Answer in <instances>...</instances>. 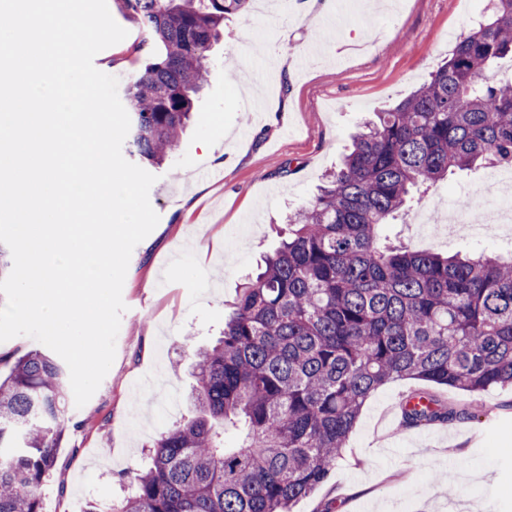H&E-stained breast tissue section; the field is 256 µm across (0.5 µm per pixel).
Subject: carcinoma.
Returning <instances> with one entry per match:
<instances>
[{"instance_id":"carcinoma-1","label":"carcinoma","mask_w":512,"mask_h":512,"mask_svg":"<svg viewBox=\"0 0 512 512\" xmlns=\"http://www.w3.org/2000/svg\"><path fill=\"white\" fill-rule=\"evenodd\" d=\"M249 0H115L151 57L126 88L129 155L162 165L210 76L224 18ZM399 103L374 113L287 236L240 288L222 336L196 352V414L150 444L124 497L82 512H292L325 483L365 402L418 379L472 394L512 387V257L443 256L385 242L414 194L456 170L512 166V0ZM68 373L48 352L0 381V512H42L68 413ZM433 394L403 406L408 427L477 419ZM235 431L241 442L225 445Z\"/></svg>"}]
</instances>
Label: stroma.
I'll return each instance as SVG.
<instances>
[{
  "label": "stroma",
  "mask_w": 512,
  "mask_h": 512,
  "mask_svg": "<svg viewBox=\"0 0 512 512\" xmlns=\"http://www.w3.org/2000/svg\"><path fill=\"white\" fill-rule=\"evenodd\" d=\"M312 16L282 0H251L224 20L208 84L169 163L154 168L155 229L133 250L127 306L114 362L93 397L70 407L44 487L42 512H82L87 501L120 499L131 469L173 419L192 416L195 348L214 341L245 278L272 251L283 217L313 200L374 112L398 102L447 58L482 18L488 0H327ZM94 64L126 89L140 71L143 34ZM324 47L306 59L310 42ZM263 108H256V99ZM484 165L459 171L419 200L433 222L387 225L389 242L443 254H512V232L449 236L435 224L447 209L494 216L480 185ZM418 380L382 386L365 403L328 481L293 512H448L481 505L512 512V389L480 394L492 412L461 424L403 429L398 406Z\"/></svg>",
  "instance_id": "1"
}]
</instances>
